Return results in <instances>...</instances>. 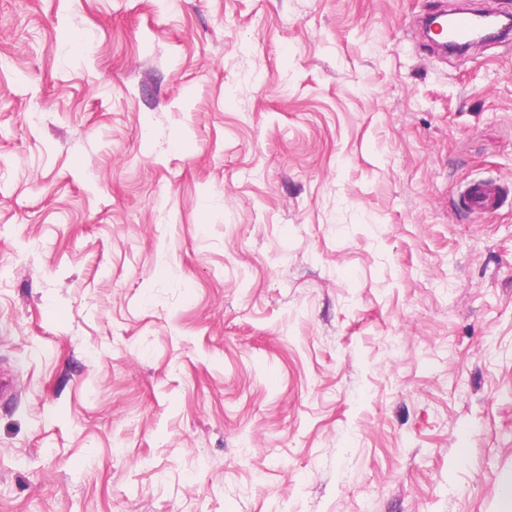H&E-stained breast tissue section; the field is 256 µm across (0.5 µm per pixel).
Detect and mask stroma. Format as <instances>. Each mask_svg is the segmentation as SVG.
I'll list each match as a JSON object with an SVG mask.
<instances>
[{
	"label": "stroma",
	"instance_id": "1",
	"mask_svg": "<svg viewBox=\"0 0 512 512\" xmlns=\"http://www.w3.org/2000/svg\"><path fill=\"white\" fill-rule=\"evenodd\" d=\"M455 0H0V512H507L512 42ZM498 11L494 9L492 1L486 2L482 9L477 11H459L451 14L452 20L445 31L448 42L463 43L469 40L472 29L480 16H492ZM512 187L493 177L477 178L468 182L460 192V201L474 215L491 214L506 204Z\"/></svg>",
	"mask_w": 512,
	"mask_h": 512
}]
</instances>
